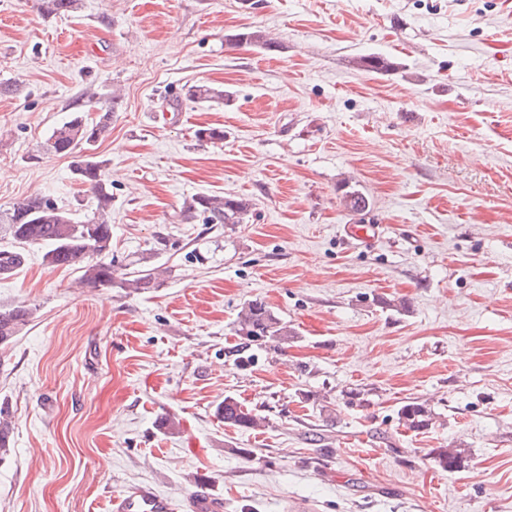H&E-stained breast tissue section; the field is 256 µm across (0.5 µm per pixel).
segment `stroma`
<instances>
[{
    "label": "stroma",
    "instance_id": "stroma-1",
    "mask_svg": "<svg viewBox=\"0 0 512 512\" xmlns=\"http://www.w3.org/2000/svg\"><path fill=\"white\" fill-rule=\"evenodd\" d=\"M250 29L275 48L228 43ZM0 84V209L38 194L90 214L72 157L41 147L112 108L95 145L112 250L170 271L86 288L33 247L0 279V306L34 310L0 348V512H105L140 485L203 486L224 512H512V0H84L51 17L0 0ZM193 84L230 99L188 100ZM214 127L223 140L199 139ZM202 194L249 199L248 223L182 221ZM255 299L295 336L241 362ZM228 396L265 427L226 425ZM410 401L429 428L400 424ZM436 448L465 449L462 467L435 468ZM399 420L409 430L418 431L432 424V413L426 405L418 401L404 404L398 410ZM14 424L7 403L0 404V461L5 459L13 448Z\"/></svg>",
    "mask_w": 512,
    "mask_h": 512
}]
</instances>
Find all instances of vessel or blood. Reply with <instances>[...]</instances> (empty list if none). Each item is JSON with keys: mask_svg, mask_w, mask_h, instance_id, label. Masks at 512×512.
<instances>
[{"mask_svg": "<svg viewBox=\"0 0 512 512\" xmlns=\"http://www.w3.org/2000/svg\"><path fill=\"white\" fill-rule=\"evenodd\" d=\"M110 512H223L224 504L207 491L190 494L181 508H174L171 500L149 486H139L111 495Z\"/></svg>", "mask_w": 512, "mask_h": 512, "instance_id": "obj_1", "label": "vessel or blood"}]
</instances>
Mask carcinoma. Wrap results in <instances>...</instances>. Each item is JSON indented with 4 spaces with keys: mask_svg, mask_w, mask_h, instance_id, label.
Instances as JSON below:
<instances>
[{
    "mask_svg": "<svg viewBox=\"0 0 512 512\" xmlns=\"http://www.w3.org/2000/svg\"><path fill=\"white\" fill-rule=\"evenodd\" d=\"M81 0H39V9L47 15L73 13L81 9ZM236 44L269 49L272 41L261 30L235 35ZM186 97L197 102L224 101L228 94L207 85H191ZM110 111L98 120H88L75 113L68 121L56 126L44 148L55 154L68 155L79 149L86 150L83 161L87 163L81 176L82 183L93 194L95 208L79 221L69 210L50 198L32 195L0 211V238L10 237L13 246L0 247V276L16 274L26 261L25 248H45L43 259L52 266L75 267L81 272V283L97 288L110 285L128 293L142 288L156 287V277L151 269L125 272L115 276L112 255V183L106 178L107 160L91 152L99 137L106 131ZM347 208L362 214L369 208L368 199L359 191L344 194ZM249 200L234 196L198 195L183 208V219L203 217L206 224H244L249 217ZM33 311L25 306L0 307V345L10 343L29 324ZM235 333L242 345L254 342L275 341L286 344L295 336L288 323L278 317L262 301L252 300L241 308L235 321ZM224 423L243 431H252L263 424V419L244 409L234 398H224L218 408ZM399 420L409 430L418 431L432 424V413L417 401L404 404L398 410ZM14 424L9 406L0 404V461L13 448ZM464 449L436 448L432 452L434 465L445 472L461 467Z\"/></svg>",
    "mask_w": 512,
    "mask_h": 512,
    "instance_id": "carcinoma-1",
    "label": "carcinoma"
}]
</instances>
